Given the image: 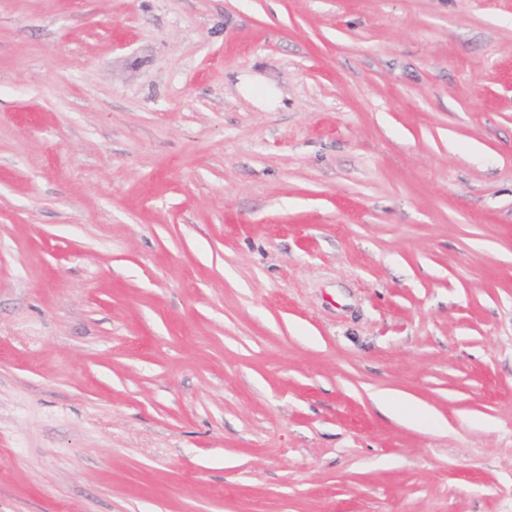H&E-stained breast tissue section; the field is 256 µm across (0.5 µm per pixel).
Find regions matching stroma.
Returning <instances> with one entry per match:
<instances>
[{
  "label": "stroma",
  "mask_w": 512,
  "mask_h": 512,
  "mask_svg": "<svg viewBox=\"0 0 512 512\" xmlns=\"http://www.w3.org/2000/svg\"><path fill=\"white\" fill-rule=\"evenodd\" d=\"M0 512H512V0H0ZM374 405L388 417L397 421L411 420L415 424L426 425L428 428L443 430L448 423L432 412L418 400L391 390L376 391L371 395ZM395 400H401L409 412L407 414L395 410Z\"/></svg>",
  "instance_id": "1"
}]
</instances>
